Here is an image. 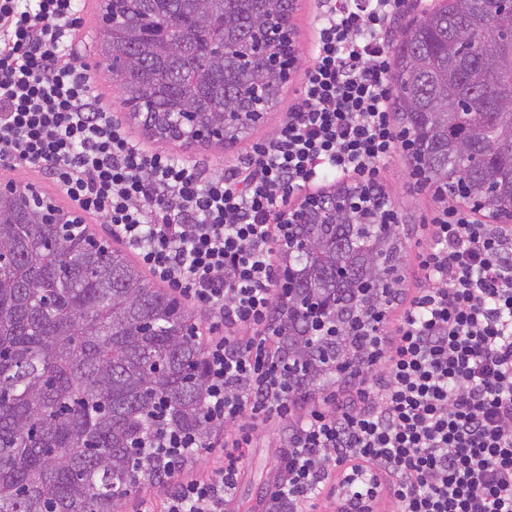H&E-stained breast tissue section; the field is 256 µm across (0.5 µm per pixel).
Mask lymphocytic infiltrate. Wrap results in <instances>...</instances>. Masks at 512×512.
Returning <instances> with one entry per match:
<instances>
[{
	"label": "lymphocytic infiltrate",
	"mask_w": 512,
	"mask_h": 512,
	"mask_svg": "<svg viewBox=\"0 0 512 512\" xmlns=\"http://www.w3.org/2000/svg\"><path fill=\"white\" fill-rule=\"evenodd\" d=\"M407 0H323L299 98L243 161L207 173L132 142L75 42L81 0H0V165L59 186L174 297L205 314V362L220 426L290 420L268 512H313L332 463L362 462L395 488L398 512H512V225L442 204L417 257L418 288L378 371L361 369L333 411L296 412L258 376L250 342L280 296L284 191L325 175L381 185L397 151L388 38ZM246 432L225 437L211 476L173 468L139 512H224Z\"/></svg>",
	"instance_id": "1"
}]
</instances>
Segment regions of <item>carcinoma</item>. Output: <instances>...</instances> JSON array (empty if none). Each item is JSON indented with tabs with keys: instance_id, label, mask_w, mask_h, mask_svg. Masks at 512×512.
<instances>
[{
	"instance_id": "cac0c4a2",
	"label": "carcinoma",
	"mask_w": 512,
	"mask_h": 512,
	"mask_svg": "<svg viewBox=\"0 0 512 512\" xmlns=\"http://www.w3.org/2000/svg\"><path fill=\"white\" fill-rule=\"evenodd\" d=\"M289 0H112L121 24L101 28L121 60L108 67L123 103L155 113L238 112L225 141L253 125L254 91L275 105L281 81L239 70L213 50L229 34L246 45ZM489 0H443L404 27L391 74L398 120L413 131L409 169L496 217L512 209V12L496 15V61L487 50ZM309 249L291 256L308 270L294 296H336L349 324L362 288L397 264L396 225L377 208L298 229ZM0 512H122L128 488L162 478L173 440L220 434L208 415L212 388L195 336L194 310L152 287L120 251L88 245L75 224L0 221ZM305 318L283 325L281 346L302 372L295 399L336 382L332 362L369 354L366 337L305 336Z\"/></svg>"
}]
</instances>
